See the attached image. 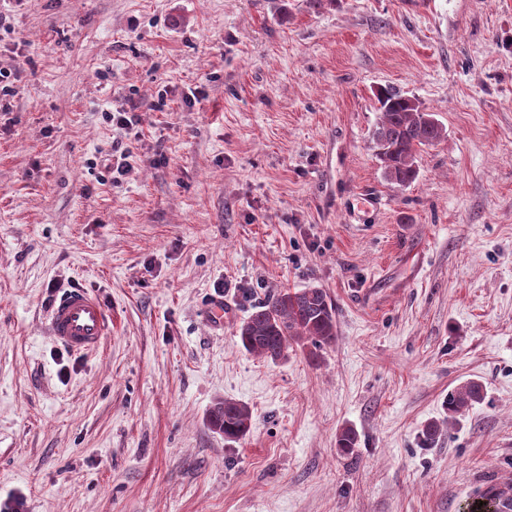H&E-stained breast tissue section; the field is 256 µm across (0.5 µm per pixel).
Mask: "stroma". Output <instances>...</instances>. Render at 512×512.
I'll return each instance as SVG.
<instances>
[{"label": "stroma", "instance_id": "obj_1", "mask_svg": "<svg viewBox=\"0 0 512 512\" xmlns=\"http://www.w3.org/2000/svg\"><path fill=\"white\" fill-rule=\"evenodd\" d=\"M0 70V512H469L512 478V0H0ZM384 86L445 129L404 185ZM308 286L335 343L247 353ZM74 287L92 355L49 334ZM111 325L110 314L104 304L80 288L62 295L50 310L51 336L72 353H96L108 336ZM483 399V385L477 381H469L457 388L448 397V424L456 420L458 415ZM212 429L224 434V440L237 442L252 428V412L240 402L224 399L215 403L209 414Z\"/></svg>", "mask_w": 512, "mask_h": 512}]
</instances>
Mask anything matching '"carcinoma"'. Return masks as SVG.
I'll return each instance as SVG.
<instances>
[{
  "instance_id": "1",
  "label": "carcinoma",
  "mask_w": 512,
  "mask_h": 512,
  "mask_svg": "<svg viewBox=\"0 0 512 512\" xmlns=\"http://www.w3.org/2000/svg\"><path fill=\"white\" fill-rule=\"evenodd\" d=\"M378 100L381 115L374 133L378 157L391 181L410 182L417 174L418 149L438 143L445 131L429 113L411 107L410 98L396 90H380ZM237 334L249 354L274 362L288 356L295 345L320 349L335 342V309L322 288L284 290L253 307ZM482 399L481 383H465L448 397V419H456ZM209 425L223 433L224 440L237 442L250 432L252 412L243 403L224 399L211 409ZM479 500L497 501L512 512V479L487 485L479 492Z\"/></svg>"
}]
</instances>
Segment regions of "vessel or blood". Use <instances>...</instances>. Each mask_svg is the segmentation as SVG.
Segmentation results:
<instances>
[{
	"instance_id": "1",
	"label": "vessel or blood",
	"mask_w": 512,
	"mask_h": 512,
	"mask_svg": "<svg viewBox=\"0 0 512 512\" xmlns=\"http://www.w3.org/2000/svg\"><path fill=\"white\" fill-rule=\"evenodd\" d=\"M111 325L104 304L80 288L62 295L50 310L51 335L63 347L77 354L96 353L108 336Z\"/></svg>"
}]
</instances>
